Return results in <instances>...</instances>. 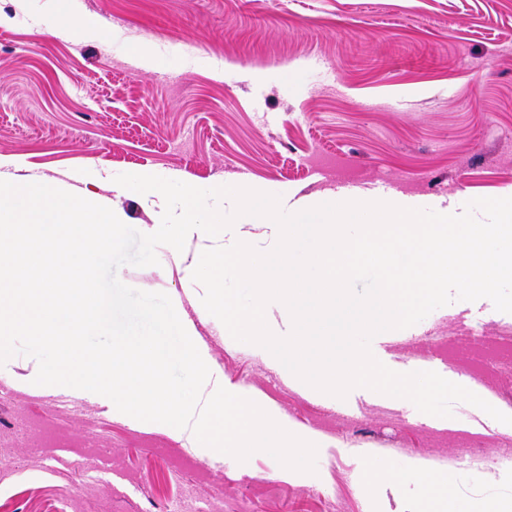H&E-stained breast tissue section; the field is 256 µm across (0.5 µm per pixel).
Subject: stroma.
Instances as JSON below:
<instances>
[{
    "mask_svg": "<svg viewBox=\"0 0 512 512\" xmlns=\"http://www.w3.org/2000/svg\"><path fill=\"white\" fill-rule=\"evenodd\" d=\"M56 0H0V155L21 177L71 191L80 170L150 171L200 188L245 178L270 194H401L435 203L512 196V0H82L103 25L83 39L54 26ZM157 45L154 71L130 49ZM241 69L215 79L223 62ZM158 265L119 268L125 284L163 292L184 328L242 395L297 429L325 436L315 473L267 452L209 461L168 429L63 386L35 389V358L0 367V512H418L422 456L471 454L488 469L447 467L461 512L512 501V425L394 407L357 387L346 398L300 391L260 346L216 333L202 286L183 288L167 246ZM478 337L467 359L449 337ZM512 313L457 301L377 334L374 356L411 372L423 355L462 385L477 376L512 415ZM73 447L59 463L49 448ZM387 471L373 491L367 465Z\"/></svg>",
    "mask_w": 512,
    "mask_h": 512,
    "instance_id": "obj_1",
    "label": "stroma"
}]
</instances>
